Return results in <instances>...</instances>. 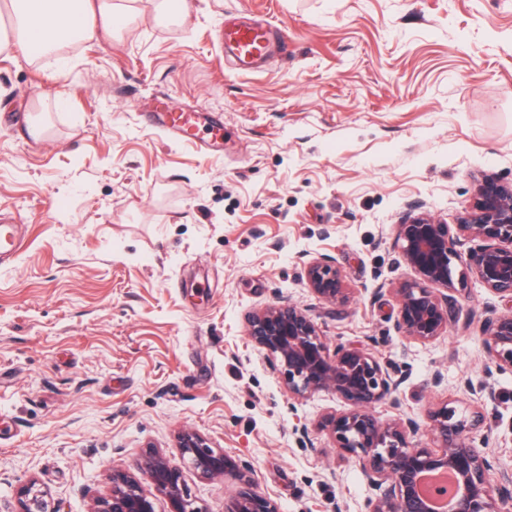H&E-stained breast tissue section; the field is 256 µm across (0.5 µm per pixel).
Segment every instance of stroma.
Masks as SVG:
<instances>
[{
	"label": "stroma",
	"instance_id": "obj_1",
	"mask_svg": "<svg viewBox=\"0 0 512 512\" xmlns=\"http://www.w3.org/2000/svg\"><path fill=\"white\" fill-rule=\"evenodd\" d=\"M156 2L62 55L0 51V213L26 230L0 266V512L31 478L89 512L146 446L179 460L186 430L280 512H370L358 463L321 429L347 404L292 396L246 335L281 302L400 376L381 420L472 410L465 382L490 383L492 450L512 461V372L487 368L480 336L506 303L467 282L445 336L420 343L396 330L392 293L413 277L394 231L411 206L453 224L482 175L512 181V0H187L177 28ZM234 18L273 26L256 70L224 48ZM160 103L219 118L223 154L156 127ZM323 255L345 306L308 286ZM182 474L224 512L233 478Z\"/></svg>",
	"mask_w": 512,
	"mask_h": 512
}]
</instances>
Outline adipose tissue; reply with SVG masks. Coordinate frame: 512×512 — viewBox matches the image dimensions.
Instances as JSON below:
<instances>
[{
    "instance_id": "1",
    "label": "adipose tissue",
    "mask_w": 512,
    "mask_h": 512,
    "mask_svg": "<svg viewBox=\"0 0 512 512\" xmlns=\"http://www.w3.org/2000/svg\"><path fill=\"white\" fill-rule=\"evenodd\" d=\"M9 17L8 30H0V49L16 40L47 49L54 40L76 35H112L131 20L128 0H0Z\"/></svg>"
}]
</instances>
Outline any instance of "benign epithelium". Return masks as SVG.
<instances>
[{"instance_id": "benign-epithelium-1", "label": "benign epithelium", "mask_w": 512, "mask_h": 512, "mask_svg": "<svg viewBox=\"0 0 512 512\" xmlns=\"http://www.w3.org/2000/svg\"><path fill=\"white\" fill-rule=\"evenodd\" d=\"M396 244L413 279L393 289L397 298L396 329L421 343L444 335L450 321L447 291L473 277L480 287L512 304V182L494 175L478 185L473 203L451 226L422 210L410 211L394 226ZM479 247L459 250L462 239ZM462 266L454 279V266ZM307 280L317 298L342 305L347 288L340 269L328 257L307 264ZM488 364L512 372V310L481 324ZM247 335L256 348L271 356L288 392L304 397L332 391L351 410L327 418L322 428L345 454L358 460L374 494L371 512H433L419 491L420 478L449 470L457 478L449 512H512V467H502L490 453L489 430L483 415L459 416L442 404L429 411L428 432L435 448L412 444L420 424L413 417L382 421L372 406L391 398L400 386L388 368L359 343H338L330 349L307 312L288 302L271 305L247 318ZM178 448L183 463L197 476L211 480L233 474L238 484L226 512H279L278 504L259 491L255 480L236 459L216 452L204 437L185 431ZM144 473L168 503L169 512H202L182 479V469L149 449L136 471L114 469L109 491L94 498L90 512H155L137 474ZM12 512H58L50 494L33 479L16 491Z\"/></svg>"}]
</instances>
